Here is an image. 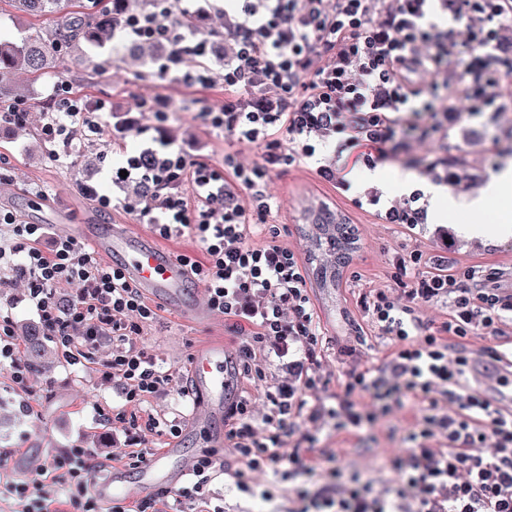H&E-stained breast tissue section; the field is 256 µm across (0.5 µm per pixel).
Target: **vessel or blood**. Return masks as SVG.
Masks as SVG:
<instances>
[{
  "label": "vessel or blood",
  "instance_id": "obj_1",
  "mask_svg": "<svg viewBox=\"0 0 512 512\" xmlns=\"http://www.w3.org/2000/svg\"><path fill=\"white\" fill-rule=\"evenodd\" d=\"M82 234L98 254L111 260L126 281L151 299L165 305L179 302L192 283L186 268L146 232L134 233L124 224H90ZM482 380L489 395L499 401L512 400V373L487 370L485 360H478ZM238 360L233 349L214 341L201 347L192 365L194 423L205 427L217 410L229 408L237 399ZM194 457L179 448H168L152 457L137 477L126 471L113 470L109 482L97 485L101 500L118 495L138 499L157 485H177L190 473Z\"/></svg>",
  "mask_w": 512,
  "mask_h": 512
}]
</instances>
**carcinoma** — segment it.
Here are the masks:
<instances>
[{"instance_id":"1","label":"carcinoma","mask_w":512,"mask_h":512,"mask_svg":"<svg viewBox=\"0 0 512 512\" xmlns=\"http://www.w3.org/2000/svg\"><path fill=\"white\" fill-rule=\"evenodd\" d=\"M22 14L48 17L49 24L35 27L17 41L0 40V96L21 99L30 94L31 85L53 72L64 55L81 63L84 45L101 44L112 34L113 24L131 12L153 10L155 0H116L112 10L97 12L83 0H9ZM312 230L309 260L314 263L312 276L316 287L340 288L343 269L355 247V231L347 224L333 222L321 208L310 209ZM27 349L24 361L29 370L47 372L56 363L55 351L45 342L43 329L25 328Z\"/></svg>"}]
</instances>
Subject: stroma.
Returning a JSON list of instances; mask_svg holds the SVG:
<instances>
[{"mask_svg":"<svg viewBox=\"0 0 512 512\" xmlns=\"http://www.w3.org/2000/svg\"><path fill=\"white\" fill-rule=\"evenodd\" d=\"M130 45L129 39L117 36L105 48H86L82 66L62 60L56 77L34 84L32 96L25 101L29 111L26 125L0 126V155L7 159L8 177L0 184V209L13 212L29 224L51 225L57 235H76L82 224L130 223V216L122 210L101 211L95 201L81 193L80 186L91 183L100 193L123 198L127 189L113 184V167L121 165L126 154L141 151L159 134L190 158L223 165L229 146L223 134L213 133L202 119L203 112L223 103V85L217 82L202 88L177 84L158 74L154 56H130ZM60 79L69 80L88 100L111 98L113 110L121 114L135 102L166 94L174 101V114L164 132H157L152 115L143 113L139 128L118 138L112 131H105L100 140L77 144L71 153L58 157L53 145L42 140L40 125L48 97ZM466 122L476 129L475 138H462L455 130L448 134V156L460 161L464 178L458 186L444 188L453 201L444 221L458 228L478 221L492 224L504 217L512 219V201L492 204L482 213L470 209L472 197L506 160L512 159V99L467 116ZM422 155V149L416 148L401 153L399 160L384 163L389 176L381 182V190L394 196L406 187L430 189L431 183L421 174L418 164ZM275 181L282 200L278 220L287 225L292 235L301 233V213L306 204L315 199L334 200L338 207L350 210L354 223L365 228L354 267L372 279H386L388 253L402 242L394 226L372 223L367 213L353 208L348 199L317 182L309 170L286 168L277 171ZM39 188L46 191V198L36 196ZM458 245L456 256L466 263L512 262V239L462 234ZM312 297L328 335L345 338L350 320L358 316L355 288L348 286L329 294L316 289ZM161 316L159 323L145 328L142 339L168 366L179 370L181 376H188L199 344L223 333L224 322L216 318L208 323H189L177 310L169 308L162 309ZM27 386L23 392L0 385V419L7 422L0 429V454H10L13 472L34 470L44 457L74 445L91 450L96 462L111 465L112 422L107 415L120 398L101 365L71 368L61 364L50 373L32 372ZM29 396L36 402L31 413L21 407ZM405 434V426L397 416L379 411L374 421L363 422L353 435L336 434L331 427L321 430L314 446L303 449L302 457L307 463H323L337 454L347 474L373 479L376 469L384 464L381 449L401 446ZM224 461L230 472L237 469L233 454H225ZM230 472L212 486L224 512H288L294 480L255 475V493L247 496L239 492Z\"/></svg>","mask_w":512,"mask_h":512,"instance_id":"stroma-1","label":"stroma"}]
</instances>
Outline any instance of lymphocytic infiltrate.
Wrapping results in <instances>:
<instances>
[{
	"mask_svg": "<svg viewBox=\"0 0 512 512\" xmlns=\"http://www.w3.org/2000/svg\"><path fill=\"white\" fill-rule=\"evenodd\" d=\"M181 2L159 0L152 11L126 14L116 29L136 42H169L157 65L161 76L176 73L201 86L222 81L224 103L207 112V124L236 152L218 167L188 159L164 140L129 155L123 173L112 176L117 185L147 184V194L117 201L90 183L80 190L102 210L118 207L146 221L163 240L193 239L195 250L178 259L203 286L210 311L239 338L247 391L224 418V446L241 464L238 489L251 493V471L310 474L290 436L326 418L339 429L359 427L371 411L352 394L371 402L392 395L397 407L409 402L415 409L408 447L388 458L393 500L343 485L340 468L332 467L321 486L295 490L298 512H512V406L484 395L471 348L478 336L510 341L492 360L512 364V289L504 285L512 266L456 259V233L430 223L422 190L388 197L374 187L355 190L351 178L355 168L387 160L402 136L429 144L428 180L460 183L457 164L435 144L464 115L512 97V55L503 38L512 28V0H237V14L224 18L228 45L217 77L181 69L187 59L210 54L207 40L172 33ZM440 15L448 28L437 24ZM111 109V100L86 103L59 81L41 135L71 149L102 135L101 116ZM284 166L310 169L404 238L389 258L388 285L376 286L358 270L350 276L362 319L356 337L381 340L387 353L359 368L349 363L354 347H338L343 391L329 403L320 395L324 332L303 249L275 221L271 174ZM47 233L46 225L0 211V268L16 265L27 276L30 304L64 363H93L111 345L105 366L124 401L112 412L123 426V450L113 461L139 467L149 453L147 436L179 437L184 423L181 415L162 418L146 409L170 392L187 395L175 387L177 371L140 340L161 308L77 238H59L43 251ZM423 236L428 245L420 244ZM63 283L79 286L66 303L57 295ZM429 309L438 319L426 318ZM0 377L21 390L28 379L7 316H0ZM6 466L0 457V495L16 497L23 512H61L44 492L56 483L69 490L70 512H223L209 498L210 484L224 472L212 451L198 457L187 486L134 503H102L92 490L97 466L78 445L45 459L32 476Z\"/></svg>",
	"mask_w": 512,
	"mask_h": 512,
	"instance_id": "f902f5d3",
	"label": "lymphocytic infiltrate"
}]
</instances>
